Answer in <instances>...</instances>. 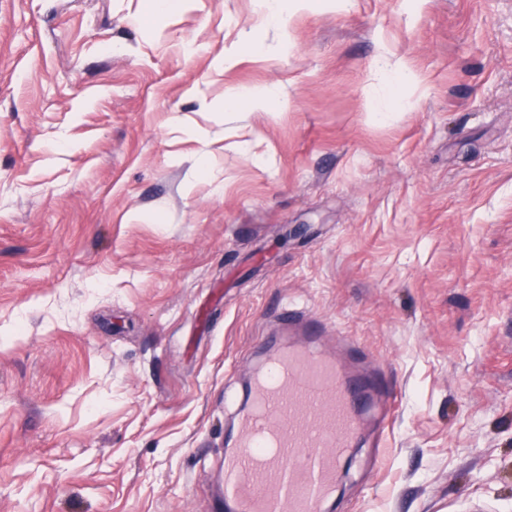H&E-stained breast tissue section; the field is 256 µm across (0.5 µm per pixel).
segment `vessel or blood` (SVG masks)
I'll return each instance as SVG.
<instances>
[{"instance_id":"1","label":"vessel or blood","mask_w":512,"mask_h":512,"mask_svg":"<svg viewBox=\"0 0 512 512\" xmlns=\"http://www.w3.org/2000/svg\"><path fill=\"white\" fill-rule=\"evenodd\" d=\"M301 341L281 340L253 383L223 458L225 512H321L362 430L368 391L322 346L310 315L286 310Z\"/></svg>"}]
</instances>
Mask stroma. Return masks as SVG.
<instances>
[{"label": "stroma", "mask_w": 512, "mask_h": 512, "mask_svg": "<svg viewBox=\"0 0 512 512\" xmlns=\"http://www.w3.org/2000/svg\"><path fill=\"white\" fill-rule=\"evenodd\" d=\"M287 304L385 380L331 512H512V0H0V512H222ZM308 0H260L258 1V14L265 21H271L285 11L300 10Z\"/></svg>", "instance_id": "35a3bbf8"}]
</instances>
